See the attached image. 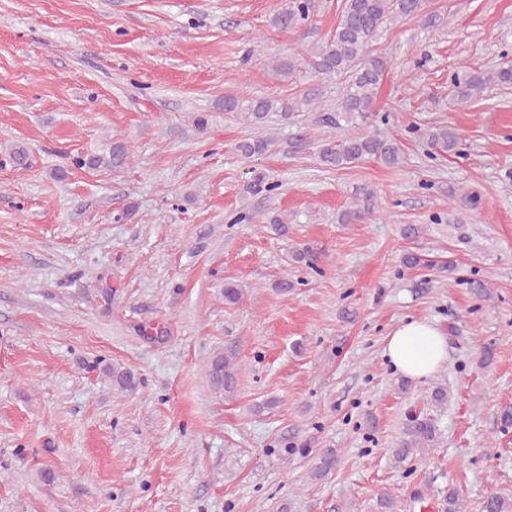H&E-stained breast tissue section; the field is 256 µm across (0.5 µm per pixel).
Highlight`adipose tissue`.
<instances>
[{
	"mask_svg": "<svg viewBox=\"0 0 512 512\" xmlns=\"http://www.w3.org/2000/svg\"><path fill=\"white\" fill-rule=\"evenodd\" d=\"M385 355L404 376L421 380L432 377L448 359V339L434 323L412 320L390 336Z\"/></svg>",
	"mask_w": 512,
	"mask_h": 512,
	"instance_id": "ef3b65f1",
	"label": "adipose tissue"
}]
</instances>
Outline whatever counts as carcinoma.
<instances>
[{
  "label": "carcinoma",
  "instance_id": "obj_1",
  "mask_svg": "<svg viewBox=\"0 0 512 512\" xmlns=\"http://www.w3.org/2000/svg\"><path fill=\"white\" fill-rule=\"evenodd\" d=\"M310 0H288L287 7L278 10L273 18L275 26L295 28L306 20ZM418 18L428 27L436 25V18L426 13L425 0H344L335 31L319 50L310 53L307 65L319 74H345L347 79L336 111L351 124H364L372 112L376 90L386 70V56L376 52L372 43L378 32L387 24L397 20ZM512 86V64L493 71H478L465 68L453 75V97L467 101L476 97L488 86ZM224 111L233 112L254 126H261L270 112H280L288 117L297 111L292 103H281L270 98L224 97ZM433 145L451 152L458 145L457 134L439 127L427 133ZM275 144L270 135H258L238 145L244 156L264 153ZM376 159L388 166L402 162L398 145L388 139L371 135H360L329 141L319 151L320 161L331 167L345 168L365 159ZM127 156L121 147H115L109 155H85L72 158L71 164L78 168L110 169L124 164ZM355 201L344 210L339 221L355 224L364 220L374 210L375 192L366 186L356 189ZM206 375L212 388L219 393H229L234 388V365L222 353H217L205 365ZM105 372L112 377V384L122 391L138 389L140 379L128 368L116 365ZM437 445V428L427 417L412 415L406 419L398 447L392 450L394 461L401 463L410 457L423 454ZM337 450L326 448L318 455L313 477L319 479L329 474L337 462ZM482 512H512V500L498 494L488 496L482 503Z\"/></svg>",
  "mask_w": 512,
  "mask_h": 512
}]
</instances>
